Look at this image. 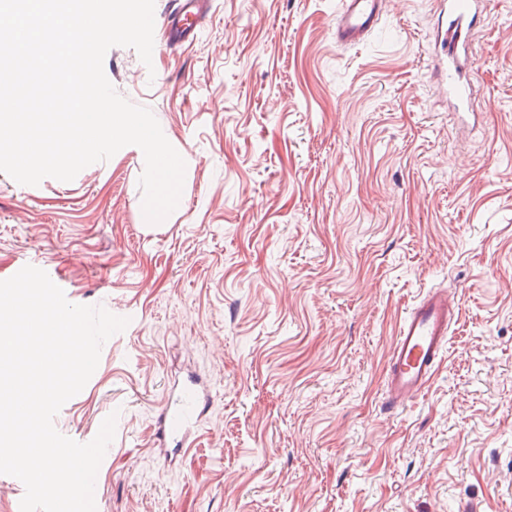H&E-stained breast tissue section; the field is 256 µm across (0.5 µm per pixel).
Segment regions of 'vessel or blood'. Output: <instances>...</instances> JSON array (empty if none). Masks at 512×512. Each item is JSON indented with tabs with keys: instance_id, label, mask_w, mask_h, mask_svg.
Segmentation results:
<instances>
[{
	"instance_id": "1",
	"label": "vessel or blood",
	"mask_w": 512,
	"mask_h": 512,
	"mask_svg": "<svg viewBox=\"0 0 512 512\" xmlns=\"http://www.w3.org/2000/svg\"><path fill=\"white\" fill-rule=\"evenodd\" d=\"M384 0H343L334 35L338 44L352 46L363 41L379 24ZM212 0H177L167 17V37L173 41L194 38L196 29L211 9ZM448 27L442 41L448 49L439 60L438 72L457 107L469 101L477 68L472 37L480 22L478 0H447ZM460 304L444 288L429 289L400 322L390 350L386 379V402L398 408L418 396L433 378L441 354L448 345ZM176 399L168 401L157 417L159 445L183 450L194 443L192 435L200 417L209 409L212 393L201 378L190 375L177 384Z\"/></svg>"
}]
</instances>
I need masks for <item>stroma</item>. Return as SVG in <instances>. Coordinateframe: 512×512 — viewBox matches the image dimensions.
Segmentation results:
<instances>
[{"instance_id": "stroma-1", "label": "stroma", "mask_w": 512, "mask_h": 512, "mask_svg": "<svg viewBox=\"0 0 512 512\" xmlns=\"http://www.w3.org/2000/svg\"><path fill=\"white\" fill-rule=\"evenodd\" d=\"M341 0H213L196 41L106 77L186 163L183 201L140 223L136 153L21 185L0 172V280L44 270L129 318L54 419L116 434L96 512H512V0H484L474 110L433 75L437 0H388L337 44ZM462 298L430 383L384 406L399 321ZM214 386L166 461L175 380Z\"/></svg>"}]
</instances>
